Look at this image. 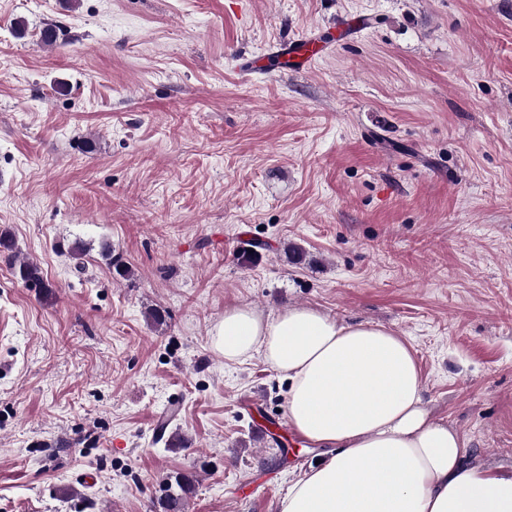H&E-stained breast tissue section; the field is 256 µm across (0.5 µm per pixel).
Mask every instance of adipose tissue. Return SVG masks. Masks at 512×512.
Instances as JSON below:
<instances>
[{"instance_id": "ef3b65f1", "label": "adipose tissue", "mask_w": 512, "mask_h": 512, "mask_svg": "<svg viewBox=\"0 0 512 512\" xmlns=\"http://www.w3.org/2000/svg\"><path fill=\"white\" fill-rule=\"evenodd\" d=\"M225 362L262 357L289 381L288 422L333 447L289 487L281 512H512V471L471 458L422 406L410 344L366 322L291 306L226 310L213 331Z\"/></svg>"}]
</instances>
